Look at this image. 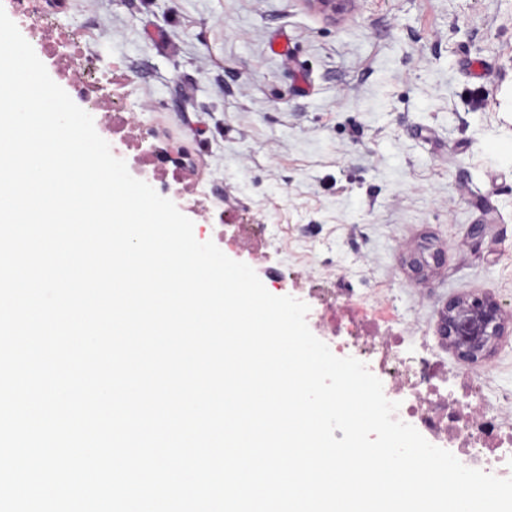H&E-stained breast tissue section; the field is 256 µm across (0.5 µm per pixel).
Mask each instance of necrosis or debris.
<instances>
[{
  "label": "necrosis or debris",
  "instance_id": "4bbe7bcc",
  "mask_svg": "<svg viewBox=\"0 0 512 512\" xmlns=\"http://www.w3.org/2000/svg\"><path fill=\"white\" fill-rule=\"evenodd\" d=\"M327 345L340 358L356 355L381 380L385 396L399 402V420L431 444H455L457 459L500 478L512 477V427L490 411L481 379L469 378L462 395L450 393L441 370L403 348L398 336H374L365 322L335 327Z\"/></svg>",
  "mask_w": 512,
  "mask_h": 512
}]
</instances>
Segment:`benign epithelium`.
Listing matches in <instances>:
<instances>
[{
    "instance_id": "benign-epithelium-1",
    "label": "benign epithelium",
    "mask_w": 512,
    "mask_h": 512,
    "mask_svg": "<svg viewBox=\"0 0 512 512\" xmlns=\"http://www.w3.org/2000/svg\"><path fill=\"white\" fill-rule=\"evenodd\" d=\"M307 5L330 17L347 12L354 0H304ZM442 252L423 246L419 256L412 259L417 268L438 264ZM512 315L491 296H458L449 300L438 313V336L459 359L477 363L496 350Z\"/></svg>"
}]
</instances>
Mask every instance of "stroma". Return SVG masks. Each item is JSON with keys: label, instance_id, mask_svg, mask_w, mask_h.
Here are the masks:
<instances>
[{"label": "stroma", "instance_id": "1", "mask_svg": "<svg viewBox=\"0 0 512 512\" xmlns=\"http://www.w3.org/2000/svg\"><path fill=\"white\" fill-rule=\"evenodd\" d=\"M52 80L34 29L81 36L143 150L182 152L167 197L194 224L253 225L265 248L221 244L273 295L311 305L314 335L346 306L479 375L512 424V330L467 363L437 334L460 295L512 312V0H355L331 20L303 0H0ZM288 49L273 52L275 41ZM481 233H473V225ZM441 250L416 273L411 254Z\"/></svg>", "mask_w": 512, "mask_h": 512}]
</instances>
